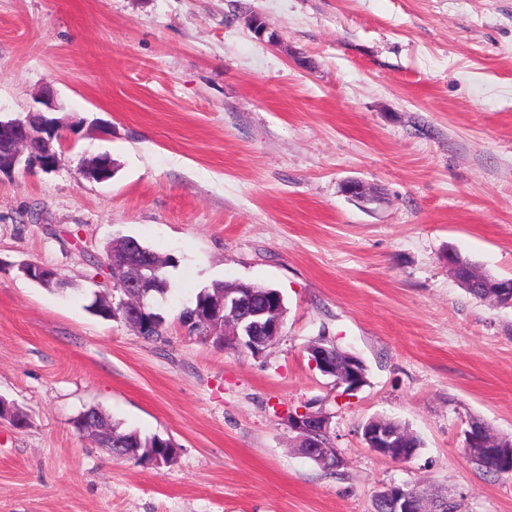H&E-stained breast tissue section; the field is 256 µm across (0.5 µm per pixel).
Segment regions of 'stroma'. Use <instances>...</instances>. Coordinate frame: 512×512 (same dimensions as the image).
Instances as JSON below:
<instances>
[{
  "label": "stroma",
  "mask_w": 512,
  "mask_h": 512,
  "mask_svg": "<svg viewBox=\"0 0 512 512\" xmlns=\"http://www.w3.org/2000/svg\"><path fill=\"white\" fill-rule=\"evenodd\" d=\"M47 85L59 164L0 175V396L28 418L0 422V512H373L390 483L512 512V474L463 453L474 420L512 438V307L448 271L454 249L512 278V0H0V117ZM98 153L101 183L79 171ZM122 236L176 259L160 339L86 309ZM225 281L284 297L260 357L177 322ZM321 339L364 362L363 387L312 365ZM315 401L336 471L288 426ZM89 409L176 459L113 457L75 431ZM377 417L418 437L411 460L365 447ZM80 171L86 178L104 182L112 177V158L107 154H99L83 159L80 164Z\"/></svg>",
  "instance_id": "1"
}]
</instances>
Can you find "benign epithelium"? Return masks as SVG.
I'll return each instance as SVG.
<instances>
[{
  "label": "benign epithelium",
  "mask_w": 512,
  "mask_h": 512,
  "mask_svg": "<svg viewBox=\"0 0 512 512\" xmlns=\"http://www.w3.org/2000/svg\"><path fill=\"white\" fill-rule=\"evenodd\" d=\"M8 135L0 142V174L11 173L17 166L51 170L58 157L55 143L60 129L56 121L43 116L42 111L29 113L26 120H14L6 126ZM83 176L98 182L112 177V158L107 154L82 160ZM349 196L368 202L373 200L371 190L361 181L344 185ZM156 266L151 257L131 254L117 266L108 264L105 272L112 280L118 298L105 302L112 319L121 320L138 335L146 336L155 328L156 309L147 298L149 278ZM285 309L281 295L270 291L258 295L249 288H230L215 294L207 311L193 314L191 324L217 341L243 348L254 356L263 354L280 334ZM311 362L324 375L334 379L336 387L348 386L358 390L366 383V369L357 357L346 354L341 360L331 358L327 348L313 344L309 347ZM333 414L306 408L288 417V427L298 434L297 442L303 455L326 469L336 470L344 465V458L331 443ZM364 442L376 454L394 461H407L415 455L412 448H400L402 433L385 423L372 419L364 428ZM464 448L473 458H482L495 464L503 473H512V448L499 445V438L484 427H471L464 433ZM378 512H444L445 502L431 506L415 488L390 484L377 495Z\"/></svg>",
  "instance_id": "obj_1"
}]
</instances>
